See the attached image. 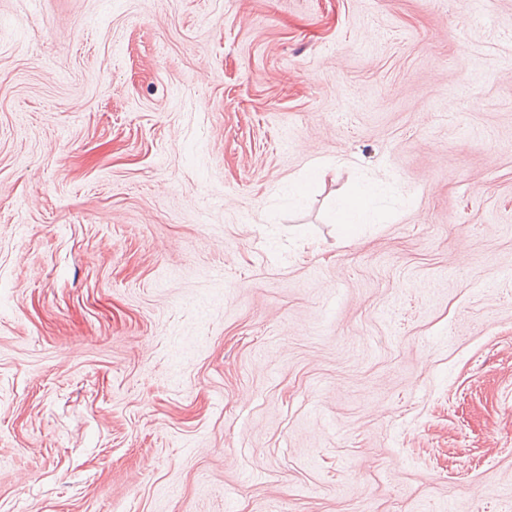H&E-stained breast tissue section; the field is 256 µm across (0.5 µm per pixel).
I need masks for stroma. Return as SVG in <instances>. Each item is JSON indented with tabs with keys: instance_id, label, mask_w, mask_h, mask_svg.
Returning <instances> with one entry per match:
<instances>
[{
	"instance_id": "1",
	"label": "stroma",
	"mask_w": 512,
	"mask_h": 512,
	"mask_svg": "<svg viewBox=\"0 0 512 512\" xmlns=\"http://www.w3.org/2000/svg\"><path fill=\"white\" fill-rule=\"evenodd\" d=\"M365 507L512 512V0H0V512ZM376 185H357L337 203L332 221L350 231L358 224H365L368 219L370 200L378 191Z\"/></svg>"
}]
</instances>
